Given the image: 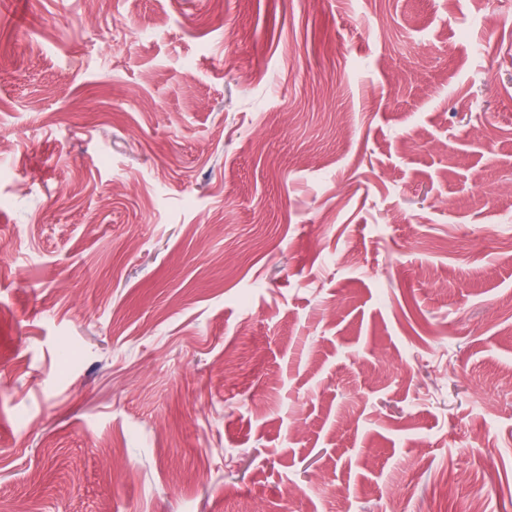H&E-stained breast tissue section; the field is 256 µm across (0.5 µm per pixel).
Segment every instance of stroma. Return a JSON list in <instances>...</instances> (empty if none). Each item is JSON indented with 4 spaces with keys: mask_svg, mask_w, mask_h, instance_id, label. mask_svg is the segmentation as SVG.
I'll use <instances>...</instances> for the list:
<instances>
[{
    "mask_svg": "<svg viewBox=\"0 0 512 512\" xmlns=\"http://www.w3.org/2000/svg\"><path fill=\"white\" fill-rule=\"evenodd\" d=\"M488 12L0 0V512H512Z\"/></svg>",
    "mask_w": 512,
    "mask_h": 512,
    "instance_id": "1",
    "label": "stroma"
}]
</instances>
